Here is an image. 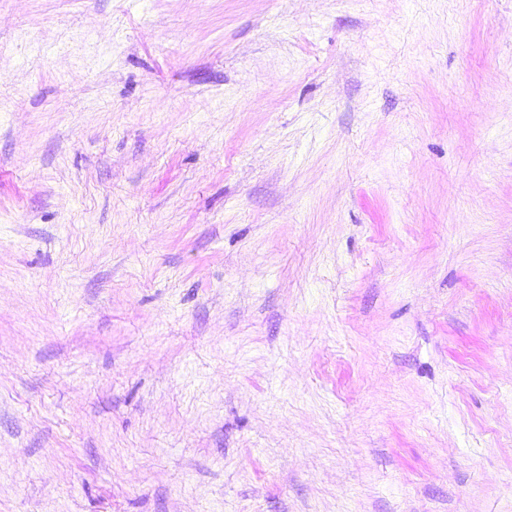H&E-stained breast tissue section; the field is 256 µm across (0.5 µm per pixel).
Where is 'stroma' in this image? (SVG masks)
I'll return each instance as SVG.
<instances>
[{
    "label": "stroma",
    "instance_id": "stroma-1",
    "mask_svg": "<svg viewBox=\"0 0 512 512\" xmlns=\"http://www.w3.org/2000/svg\"><path fill=\"white\" fill-rule=\"evenodd\" d=\"M0 512H512V0H0Z\"/></svg>",
    "mask_w": 512,
    "mask_h": 512
}]
</instances>
